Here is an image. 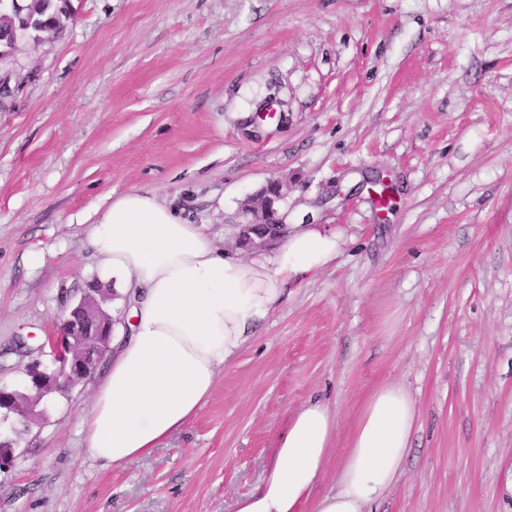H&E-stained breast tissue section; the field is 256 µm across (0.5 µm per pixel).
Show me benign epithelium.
Here are the masks:
<instances>
[{
  "label": "benign epithelium",
  "instance_id": "benign-epithelium-1",
  "mask_svg": "<svg viewBox=\"0 0 512 512\" xmlns=\"http://www.w3.org/2000/svg\"><path fill=\"white\" fill-rule=\"evenodd\" d=\"M274 190L270 195L262 191L253 205L245 210L244 221L239 224V241L253 248H262L279 238L281 223L276 218L274 204L281 197L282 183L268 182ZM95 290L84 293L60 321L57 334L48 338L49 353L44 347L20 350L29 358L26 367L27 392H16L0 387V413L14 419L24 428L37 422L34 405L59 384L72 388L90 377L110 351L114 333L112 317L94 296ZM49 356L46 365L43 356Z\"/></svg>",
  "mask_w": 512,
  "mask_h": 512
}]
</instances>
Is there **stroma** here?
Masks as SVG:
<instances>
[{
	"instance_id": "obj_1",
	"label": "stroma",
	"mask_w": 512,
	"mask_h": 512,
	"mask_svg": "<svg viewBox=\"0 0 512 512\" xmlns=\"http://www.w3.org/2000/svg\"><path fill=\"white\" fill-rule=\"evenodd\" d=\"M0 65V385L100 285L107 195L156 193L225 252L270 179L292 224L345 231L212 396L145 458L105 465L54 394L0 473V512H233L290 417L398 384L419 419L379 512H512V0H69ZM274 104L275 122L262 121Z\"/></svg>"
}]
</instances>
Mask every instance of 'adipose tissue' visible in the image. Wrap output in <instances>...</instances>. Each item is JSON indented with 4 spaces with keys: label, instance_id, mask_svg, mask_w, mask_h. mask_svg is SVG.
<instances>
[{
    "label": "adipose tissue",
    "instance_id": "adipose-tissue-1",
    "mask_svg": "<svg viewBox=\"0 0 512 512\" xmlns=\"http://www.w3.org/2000/svg\"><path fill=\"white\" fill-rule=\"evenodd\" d=\"M89 237L103 276L130 299L129 333L113 336L114 358L80 422L87 452L106 464L149 455L196 416L289 284L322 272L346 243L325 224H287L273 250L230 257L201 225L138 189L114 197ZM417 416L404 387L375 389L334 487L315 501L336 417L320 402L303 407L279 435L261 485L234 512H377L400 477Z\"/></svg>",
    "mask_w": 512,
    "mask_h": 512
}]
</instances>
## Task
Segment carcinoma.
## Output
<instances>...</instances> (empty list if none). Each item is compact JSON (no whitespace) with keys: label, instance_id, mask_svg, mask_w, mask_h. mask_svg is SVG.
Listing matches in <instances>:
<instances>
[{"label":"carcinoma","instance_id":"carcinoma-1","mask_svg":"<svg viewBox=\"0 0 512 512\" xmlns=\"http://www.w3.org/2000/svg\"><path fill=\"white\" fill-rule=\"evenodd\" d=\"M71 20L67 0H18L0 9V62H13V43L16 34L24 31L37 41L41 31L48 28L61 33Z\"/></svg>","mask_w":512,"mask_h":512}]
</instances>
